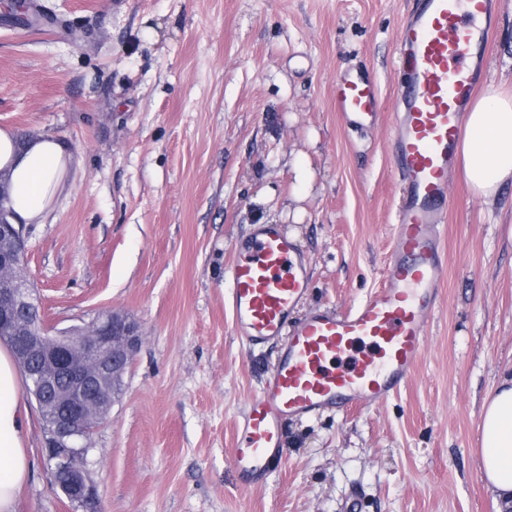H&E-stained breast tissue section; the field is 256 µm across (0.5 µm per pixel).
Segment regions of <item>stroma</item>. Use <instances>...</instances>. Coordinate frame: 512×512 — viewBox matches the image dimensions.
<instances>
[{
	"label": "stroma",
	"mask_w": 512,
	"mask_h": 512,
	"mask_svg": "<svg viewBox=\"0 0 512 512\" xmlns=\"http://www.w3.org/2000/svg\"><path fill=\"white\" fill-rule=\"evenodd\" d=\"M0 4V126L61 137L73 157L42 224L24 227L49 327L121 311L141 327L123 392L87 457L102 512H498L480 477V412L512 366V184L486 200L461 170L426 351L384 404L293 419L265 486L229 462L275 365L225 307L233 244L281 224L311 259L298 316L343 312L382 279L399 182L387 152L396 31L412 0H28ZM377 76L385 117L355 130L336 76ZM485 84L512 86V0ZM304 167L310 182L297 180ZM17 512H74L52 488L33 397Z\"/></svg>",
	"instance_id": "35a3bbf8"
}]
</instances>
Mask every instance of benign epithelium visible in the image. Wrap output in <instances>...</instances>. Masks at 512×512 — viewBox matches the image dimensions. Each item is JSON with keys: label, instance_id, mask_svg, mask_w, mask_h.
Listing matches in <instances>:
<instances>
[{"label": "benign epithelium", "instance_id": "benign-epithelium-1", "mask_svg": "<svg viewBox=\"0 0 512 512\" xmlns=\"http://www.w3.org/2000/svg\"><path fill=\"white\" fill-rule=\"evenodd\" d=\"M0 210V339L16 353L25 372L36 370L37 397L51 412L45 454L50 473L66 479L57 485L81 512H100L97 485L86 467L93 422L119 399V384L141 343L140 325L128 315L108 311L82 328L52 333L31 326L25 315L36 295L22 296L17 284L28 279L21 224Z\"/></svg>", "mask_w": 512, "mask_h": 512}]
</instances>
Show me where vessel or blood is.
Instances as JSON below:
<instances>
[{
  "instance_id": "obj_1",
  "label": "vessel or blood",
  "mask_w": 512,
  "mask_h": 512,
  "mask_svg": "<svg viewBox=\"0 0 512 512\" xmlns=\"http://www.w3.org/2000/svg\"><path fill=\"white\" fill-rule=\"evenodd\" d=\"M414 0L396 40L400 82L388 144L400 187L395 245L382 282L350 311L294 310L307 294L311 260L282 225H254L232 248L227 306L251 347L277 344L278 358L238 424L230 463L241 488L266 482L282 460L288 420L387 401L419 364L439 304L446 254L439 227L451 202L448 171L463 114L482 79L498 0ZM342 123L378 125L383 107L371 71L336 80Z\"/></svg>"
}]
</instances>
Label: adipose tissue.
<instances>
[{"mask_svg": "<svg viewBox=\"0 0 512 512\" xmlns=\"http://www.w3.org/2000/svg\"><path fill=\"white\" fill-rule=\"evenodd\" d=\"M457 161L470 191L494 197L512 180V89L491 85L470 101ZM72 158L52 134L22 137L0 128V172L9 178L8 206L16 221L41 224L64 188ZM13 352L0 347V512H16L30 475L25 446L28 410ZM481 477L500 500L512 498V368L486 395L481 409Z\"/></svg>", "mask_w": 512, "mask_h": 512, "instance_id": "obj_1", "label": "adipose tissue"}]
</instances>
